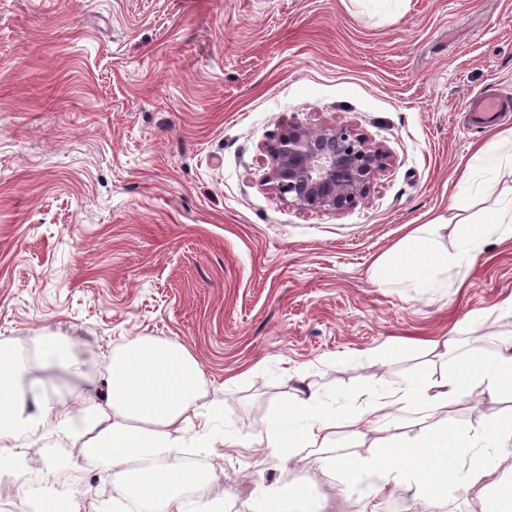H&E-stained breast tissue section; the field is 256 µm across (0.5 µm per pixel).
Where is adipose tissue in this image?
Listing matches in <instances>:
<instances>
[{"label": "adipose tissue", "instance_id": "adipose-tissue-1", "mask_svg": "<svg viewBox=\"0 0 512 512\" xmlns=\"http://www.w3.org/2000/svg\"><path fill=\"white\" fill-rule=\"evenodd\" d=\"M443 218L425 224L409 237L378 268L388 280L429 286L427 269L421 259L429 241L444 226ZM455 252L437 256V264L463 266L466 259L492 239L512 237V198L502 199L489 220L458 224ZM8 349H0V360H8L0 370V464L13 473L26 472V447L45 426L85 453L97 456L117 469L127 495L141 505L143 512H184L175 489L191 490L197 499L211 495L206 473L189 470L179 462L176 449L193 444L209 447V424L214 415L201 404L203 371L197 360L179 343L136 338L117 351L109 367L106 389L84 388L79 407L70 408L48 398H29L22 385L25 363L10 361ZM490 398L512 395V343L503 347L494 360L472 355L453 374L444 390L429 394L427 388L402 391L400 401L411 397L428 399L431 409L473 392ZM289 417L299 419V430L288 438L270 435L266 445L287 449L289 455L319 459L323 449L335 442L341 424L318 402L315 391L294 396L287 407ZM199 419L193 435L185 425ZM512 450V418L489 417L469 438L443 428L425 439L398 446L393 452L366 462L358 473L372 495H380L401 485L414 488L413 500L427 506L438 500L449 487L465 485L476 490L479 512H512V472L488 485L482 467L481 447ZM452 450V465L436 464L439 452Z\"/></svg>", "mask_w": 512, "mask_h": 512}]
</instances>
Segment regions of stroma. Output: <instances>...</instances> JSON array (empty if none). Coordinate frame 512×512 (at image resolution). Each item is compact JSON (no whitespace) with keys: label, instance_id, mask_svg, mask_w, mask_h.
I'll use <instances>...</instances> for the list:
<instances>
[{"label":"stroma","instance_id":"stroma-1","mask_svg":"<svg viewBox=\"0 0 512 512\" xmlns=\"http://www.w3.org/2000/svg\"><path fill=\"white\" fill-rule=\"evenodd\" d=\"M512 94V0H0V342L37 366L35 339L69 337L105 387L129 340L183 345L203 374L231 512L303 483L321 512H388L336 468L448 425L471 435L512 397L473 393L433 413L401 405L342 428L321 461L266 446L299 427L300 385L336 417L383 394L443 383L512 341V237L487 243L437 288L377 275L411 231L491 216L465 167L492 133L477 92ZM349 124L388 150L366 198L302 211L266 180L289 125ZM453 353H445L446 340ZM75 512H105L114 470L68 455Z\"/></svg>","mask_w":512,"mask_h":512}]
</instances>
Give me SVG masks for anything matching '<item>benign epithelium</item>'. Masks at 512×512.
Here are the masks:
<instances>
[{
	"instance_id": "obj_1",
	"label": "benign epithelium",
	"mask_w": 512,
	"mask_h": 512,
	"mask_svg": "<svg viewBox=\"0 0 512 512\" xmlns=\"http://www.w3.org/2000/svg\"><path fill=\"white\" fill-rule=\"evenodd\" d=\"M389 159L351 125H292L269 152L267 181L301 210L338 213L366 197Z\"/></svg>"
}]
</instances>
